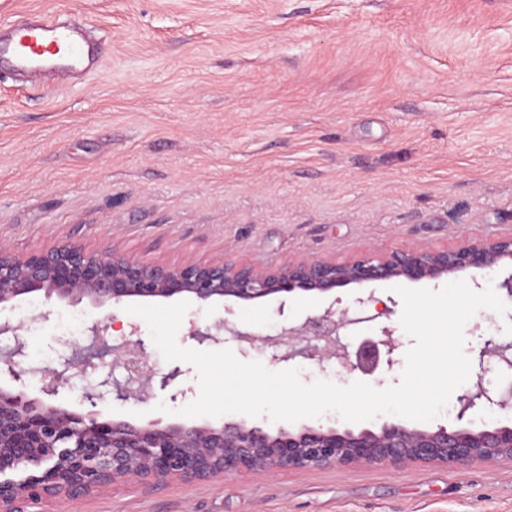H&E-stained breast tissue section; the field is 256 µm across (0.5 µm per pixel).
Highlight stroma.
Masks as SVG:
<instances>
[{
	"label": "stroma",
	"instance_id": "1",
	"mask_svg": "<svg viewBox=\"0 0 512 512\" xmlns=\"http://www.w3.org/2000/svg\"><path fill=\"white\" fill-rule=\"evenodd\" d=\"M78 11L102 45L84 83L0 80V244L27 255L76 243L144 263L227 258L258 268L305 256L345 260L410 245L452 248L512 232V0H0V23L35 10ZM388 304L337 289L357 345L394 332L392 366L372 375L338 363L277 360L234 336L181 347L231 350L309 384H398L413 339ZM34 295L0 310L23 324V367L65 370L94 324L135 327L158 373L180 368L148 403L105 393L101 419L172 422L199 394L198 372L164 359L146 321L123 306L79 308ZM470 381L490 390L512 371L481 361L487 340L512 341V309L464 327ZM54 402L89 411L87 379L65 370ZM172 412H164V405ZM80 512H512V462L455 468L353 464L85 499Z\"/></svg>",
	"mask_w": 512,
	"mask_h": 512
}]
</instances>
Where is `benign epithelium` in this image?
<instances>
[{"label": "benign epithelium", "mask_w": 512, "mask_h": 512, "mask_svg": "<svg viewBox=\"0 0 512 512\" xmlns=\"http://www.w3.org/2000/svg\"><path fill=\"white\" fill-rule=\"evenodd\" d=\"M512 265V233L490 239H471L453 250L420 246L386 255H360L347 261L303 257L257 270L226 259L180 264H145L116 252H93L76 245L50 247L17 256L0 246V306L41 293L69 307L83 303L101 308L127 302L168 301L191 297L201 303H222L226 317L211 325L189 322L188 335L201 342H220L228 332L249 345L260 340L288 350L278 356H297L317 363L336 360L351 370L370 374L381 356L396 348L393 332L367 339L355 351L339 340V330L351 323L346 311L329 305L319 314L289 322L279 333L263 339L241 331L230 317L235 310L226 301L251 306L276 298V313H285L292 295L327 296L338 288L376 281L434 282L455 279L468 271L489 275L502 265ZM108 326L91 328L97 351L83 354L69 367L90 377L99 360L112 356L124 371V380L109 377L92 381L86 393L96 407L97 389L113 387L116 398L146 403L154 385L167 387L177 378L175 368L159 377L151 355L139 341L112 345L105 337ZM22 325L0 323V335L13 337V345L0 352V367L12 378L25 357ZM481 357L510 364L507 349L489 340ZM41 392L48 400L30 399L21 391L0 387V512H27L54 500L77 502L85 496L126 484L164 485L198 482L226 475L276 473L324 466L390 465L438 462L464 466L474 461L512 460V423L477 426L470 414L480 405L512 410V390L491 395L476 382L458 397L456 424L409 427L401 422L383 424L379 430H340L333 426L302 425L295 430L270 432L243 421L211 424H134L101 420L91 410L78 413L62 408L51 398L59 394L64 372L33 367Z\"/></svg>", "instance_id": "7a95c632"}]
</instances>
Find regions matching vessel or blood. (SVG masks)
I'll return each instance as SVG.
<instances>
[{
  "label": "vessel or blood",
  "instance_id": "obj_1",
  "mask_svg": "<svg viewBox=\"0 0 512 512\" xmlns=\"http://www.w3.org/2000/svg\"><path fill=\"white\" fill-rule=\"evenodd\" d=\"M100 62L97 42L50 13L16 20L8 32H0V68L9 77L30 82L71 78L98 69Z\"/></svg>",
  "mask_w": 512,
  "mask_h": 512
}]
</instances>
